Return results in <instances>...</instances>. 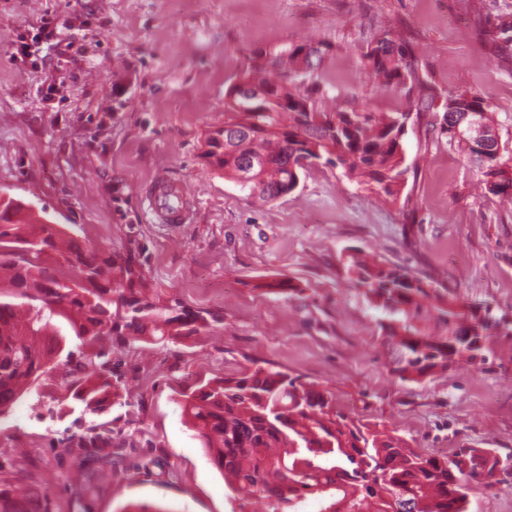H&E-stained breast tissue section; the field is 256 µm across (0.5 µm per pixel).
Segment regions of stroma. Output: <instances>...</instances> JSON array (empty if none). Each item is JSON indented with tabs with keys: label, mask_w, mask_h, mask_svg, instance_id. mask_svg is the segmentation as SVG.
Returning <instances> with one entry per match:
<instances>
[{
	"label": "stroma",
	"mask_w": 512,
	"mask_h": 512,
	"mask_svg": "<svg viewBox=\"0 0 512 512\" xmlns=\"http://www.w3.org/2000/svg\"><path fill=\"white\" fill-rule=\"evenodd\" d=\"M512 0H0V195L44 210L75 238L131 258L141 288L217 323L169 341L113 343L126 396L101 415L24 400L0 416V494L24 486L47 512H231L232 491L182 413L179 392L255 367L329 390L338 407L438 456L512 454V338L481 368L401 380L384 315L352 287L349 254L431 277L460 303L512 315V205L426 120L407 127L404 193L386 203L315 166L264 203L206 158L224 127V90L246 54L312 37L330 44L322 83L345 106L403 107L361 51L388 30L409 43L438 95L485 93L512 153ZM193 201L159 224L146 201L158 172ZM290 279L299 290L270 289ZM107 428L110 461L74 443Z\"/></svg>",
	"instance_id": "stroma-1"
}]
</instances>
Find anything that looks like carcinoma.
<instances>
[{
    "label": "carcinoma",
    "instance_id": "1",
    "mask_svg": "<svg viewBox=\"0 0 512 512\" xmlns=\"http://www.w3.org/2000/svg\"><path fill=\"white\" fill-rule=\"evenodd\" d=\"M313 52L310 69L298 71L297 53ZM324 42L254 50L235 80L267 89L260 103L224 91V140L210 138L224 175L263 202L291 191L301 173L318 165L395 201L417 169L405 163L402 139L414 116L432 112L435 99L405 41L384 32L367 44L362 65L379 85L405 99L397 112L368 107L321 110ZM440 131L450 146L476 161L483 183L512 180V157L479 151L455 132L470 118L494 131L486 97L461 89L445 98ZM258 166L243 182L247 160ZM352 285L391 321L381 324L394 355L393 371L418 380L453 363L488 362L496 336H512V319L489 305H459L432 283L397 266L351 257ZM176 307L138 290L134 271L99 249L81 245L64 228L11 197H0V415L26 396L43 408L72 398L97 414L121 381L112 349L103 342L141 336L182 335ZM67 320L80 343L65 349L52 323ZM184 415L212 465L232 491L260 498L267 512H298L314 498L318 512H467L477 485L498 483L512 471V454L462 448L437 458L400 437L373 431L338 408L329 391L287 373L256 368L180 392Z\"/></svg>",
    "mask_w": 512,
    "mask_h": 512
}]
</instances>
